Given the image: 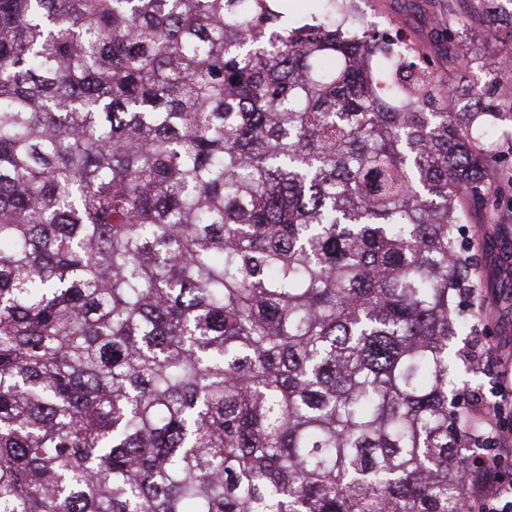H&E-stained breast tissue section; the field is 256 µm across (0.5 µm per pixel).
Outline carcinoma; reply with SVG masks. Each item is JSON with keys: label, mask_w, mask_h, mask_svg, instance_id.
<instances>
[{"label": "carcinoma", "mask_w": 512, "mask_h": 512, "mask_svg": "<svg viewBox=\"0 0 512 512\" xmlns=\"http://www.w3.org/2000/svg\"><path fill=\"white\" fill-rule=\"evenodd\" d=\"M447 85L353 0H0V512H460L512 102Z\"/></svg>", "instance_id": "cac0c4a2"}]
</instances>
